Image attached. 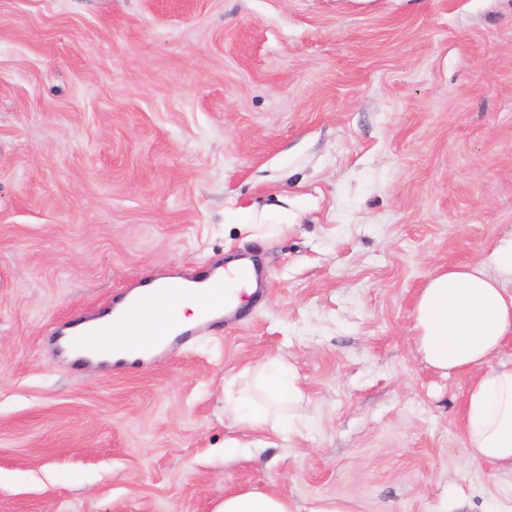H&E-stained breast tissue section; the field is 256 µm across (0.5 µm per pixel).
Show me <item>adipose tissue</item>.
Wrapping results in <instances>:
<instances>
[{"label":"adipose tissue","instance_id":"ef3b65f1","mask_svg":"<svg viewBox=\"0 0 512 512\" xmlns=\"http://www.w3.org/2000/svg\"><path fill=\"white\" fill-rule=\"evenodd\" d=\"M412 320L414 345L429 367L448 377H471L462 412L468 455L512 470V360L498 358L512 342V233L498 239L487 261L434 272L416 297ZM158 323L155 316H135L116 329L105 316L81 328L105 330L110 341L135 345ZM253 374L260 397L234 398L236 420L258 434L298 433L307 396L294 364L274 357ZM214 512L292 510L284 497L247 489L226 495Z\"/></svg>","mask_w":512,"mask_h":512}]
</instances>
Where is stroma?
Here are the masks:
<instances>
[{"mask_svg": "<svg viewBox=\"0 0 512 512\" xmlns=\"http://www.w3.org/2000/svg\"><path fill=\"white\" fill-rule=\"evenodd\" d=\"M511 231L512 0H0V512H512L411 321ZM243 253L263 292L183 349L61 351ZM271 357L307 414L253 448L229 397ZM214 512H292L288 499L247 489L224 496Z\"/></svg>", "mask_w": 512, "mask_h": 512, "instance_id": "1", "label": "stroma"}]
</instances>
